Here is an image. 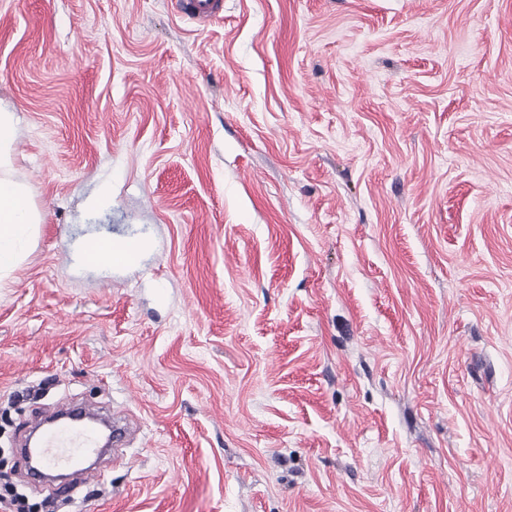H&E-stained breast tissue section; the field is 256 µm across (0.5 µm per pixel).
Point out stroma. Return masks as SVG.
Segmentation results:
<instances>
[{
  "label": "stroma",
  "instance_id": "1",
  "mask_svg": "<svg viewBox=\"0 0 512 512\" xmlns=\"http://www.w3.org/2000/svg\"><path fill=\"white\" fill-rule=\"evenodd\" d=\"M223 3L0 0L43 216L0 279V470L63 512H512V0ZM80 403L123 458L31 480ZM222 0H184L182 6L185 13L199 22H207L217 16Z\"/></svg>",
  "mask_w": 512,
  "mask_h": 512
}]
</instances>
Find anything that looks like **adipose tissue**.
Here are the masks:
<instances>
[{"label":"adipose tissue","instance_id":"obj_1","mask_svg":"<svg viewBox=\"0 0 512 512\" xmlns=\"http://www.w3.org/2000/svg\"><path fill=\"white\" fill-rule=\"evenodd\" d=\"M13 112L0 108V277L13 271L36 242L41 221L25 187L10 174Z\"/></svg>","mask_w":512,"mask_h":512}]
</instances>
